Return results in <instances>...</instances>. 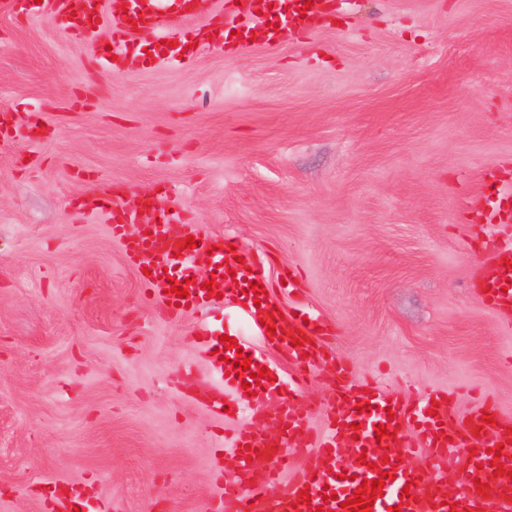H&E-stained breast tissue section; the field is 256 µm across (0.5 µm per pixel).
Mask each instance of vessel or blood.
Returning a JSON list of instances; mask_svg holds the SVG:
<instances>
[{
  "mask_svg": "<svg viewBox=\"0 0 512 512\" xmlns=\"http://www.w3.org/2000/svg\"><path fill=\"white\" fill-rule=\"evenodd\" d=\"M46 16L64 15L67 30L76 37L90 39L99 28H107L111 46L96 59L98 68L117 75L127 59L139 48L138 32L160 34L170 41L167 59L190 65L184 22L193 16L196 0H140L133 14L104 12L103 0H43ZM293 22L317 19L330 7L329 0H279ZM266 0H226L217 29H239L242 40L251 37L250 28L241 24L243 16L267 11ZM487 188L493 189L497 203L486 212L487 223L512 224V184L497 173L486 174ZM143 211L115 208L112 236L118 239L130 264L140 269L145 295L171 318L187 312L212 310L218 298L203 289L194 260L205 257L216 271L226 297L235 299L252 323L264 345L290 362L292 372L273 382L261 378L255 396L235 394L240 385L238 365L225 362L219 352L223 329L201 331L199 354L215 375L207 390L209 412L223 417L225 410L247 413L248 419L233 434L232 473H219L222 493L211 500L206 512H345L344 502L358 490L362 481L389 472L382 496L376 497L372 512H512V436L507 423H483L491 403L467 416L462 425L449 422L448 395L434 391L415 401L391 393L380 385L357 388L349 400H337L329 409L324 428L314 433L306 428V410L296 406L311 380L321 369H329L336 387H344L348 368L326 352L330 333L315 315L306 311L282 312L266 293H254L250 285L263 281L262 260L258 253L231 249L223 235L204 231L190 223L187 214L169 205L164 195L148 192L142 196ZM137 233H128V226ZM197 246L185 247L186 237ZM497 262L485 278L484 299L497 309L512 310V249H495ZM188 290L187 298L170 293L169 284ZM384 425L386 437L376 438L377 425ZM386 448L380 457L376 447ZM501 447L494 456L493 447ZM262 451L263 463L247 462L249 450ZM456 450L460 467L458 481L465 492H449L447 459ZM425 454L433 470L425 472L411 464L413 455ZM366 462H359V455ZM504 469L495 472L492 463ZM334 484L336 496L325 499L324 487ZM488 487L478 494L477 484ZM308 490L309 502H301V490Z\"/></svg>",
  "mask_w": 512,
  "mask_h": 512,
  "instance_id": "vessel-or-blood-1",
  "label": "vessel or blood"
}]
</instances>
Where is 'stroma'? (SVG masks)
<instances>
[{
  "label": "stroma",
  "instance_id": "1",
  "mask_svg": "<svg viewBox=\"0 0 512 512\" xmlns=\"http://www.w3.org/2000/svg\"><path fill=\"white\" fill-rule=\"evenodd\" d=\"M64 19L0 13V107L46 133L0 144V512L57 481L111 512H203L235 420L186 390L208 322L264 354L225 300L163 317L110 232L163 184L192 223L266 256L270 296L333 326L353 383L493 398L512 420V333L483 299L488 169L512 176V0H355L275 45L199 42L119 75ZM294 271L298 293L281 286Z\"/></svg>",
  "mask_w": 512,
  "mask_h": 512
}]
</instances>
